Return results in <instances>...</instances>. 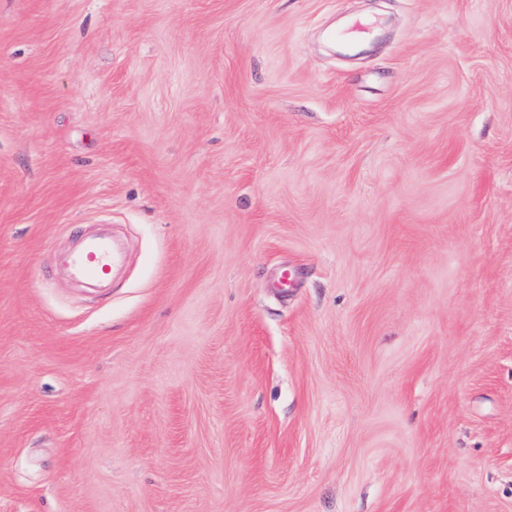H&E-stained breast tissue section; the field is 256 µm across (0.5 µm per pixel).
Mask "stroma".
Instances as JSON below:
<instances>
[{
  "mask_svg": "<svg viewBox=\"0 0 512 512\" xmlns=\"http://www.w3.org/2000/svg\"><path fill=\"white\" fill-rule=\"evenodd\" d=\"M0 512H512V0H0ZM122 252L112 244V238L99 236L88 239L73 251L67 260L71 274L82 279H108L112 269L122 262Z\"/></svg>",
  "mask_w": 512,
  "mask_h": 512,
  "instance_id": "obj_1",
  "label": "stroma"
}]
</instances>
